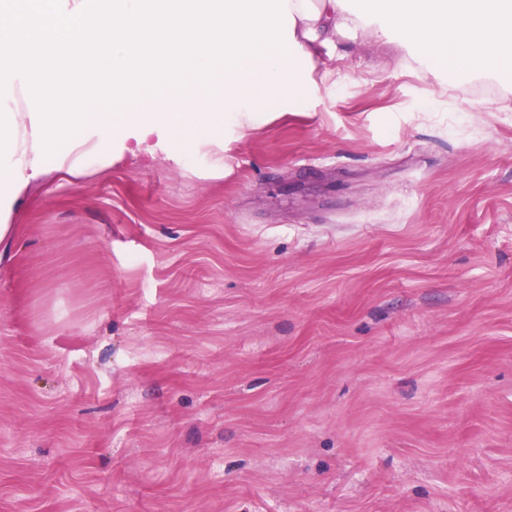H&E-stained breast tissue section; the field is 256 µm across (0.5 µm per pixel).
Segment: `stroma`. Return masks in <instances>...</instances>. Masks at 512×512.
Returning <instances> with one entry per match:
<instances>
[{"label":"stroma","instance_id":"obj_1","mask_svg":"<svg viewBox=\"0 0 512 512\" xmlns=\"http://www.w3.org/2000/svg\"><path fill=\"white\" fill-rule=\"evenodd\" d=\"M0 248V512H512V88L376 32Z\"/></svg>","mask_w":512,"mask_h":512}]
</instances>
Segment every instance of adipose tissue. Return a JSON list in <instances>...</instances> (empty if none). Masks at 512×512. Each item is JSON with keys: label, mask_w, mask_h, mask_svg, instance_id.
I'll use <instances>...</instances> for the list:
<instances>
[{"label": "adipose tissue", "mask_w": 512, "mask_h": 512, "mask_svg": "<svg viewBox=\"0 0 512 512\" xmlns=\"http://www.w3.org/2000/svg\"><path fill=\"white\" fill-rule=\"evenodd\" d=\"M364 0H288L295 42L289 62L269 58L246 62L226 75L220 92L206 98L201 86L189 85V99L149 98L125 118L90 115L96 134L78 139L62 164L38 162L33 150L28 107L15 110L17 140L10 156L12 173L0 176V241L14 232L18 205L31 199L33 188L57 168L80 172L85 157L96 170L124 160L135 164L176 158L185 152H210L209 176L224 175L220 131L232 124L253 129L275 112L303 111L332 70L317 71L322 50L337 38L373 28L382 36L414 41L436 70L461 74L512 76V0H384L376 17L364 11Z\"/></svg>", "instance_id": "1"}]
</instances>
